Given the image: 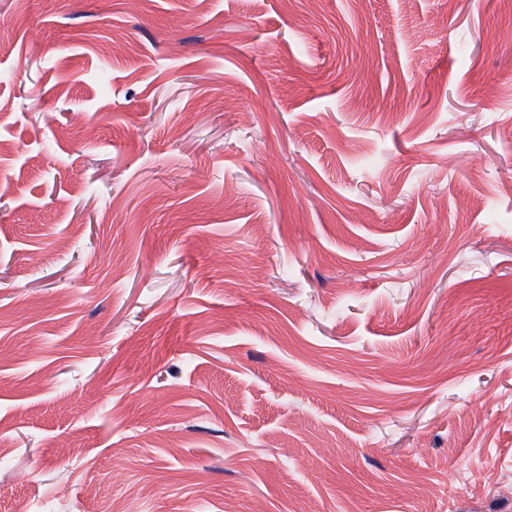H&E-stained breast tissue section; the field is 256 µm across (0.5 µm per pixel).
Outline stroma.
I'll return each mask as SVG.
<instances>
[{
  "instance_id": "1",
  "label": "stroma",
  "mask_w": 512,
  "mask_h": 512,
  "mask_svg": "<svg viewBox=\"0 0 512 512\" xmlns=\"http://www.w3.org/2000/svg\"><path fill=\"white\" fill-rule=\"evenodd\" d=\"M0 512H512L501 0H0Z\"/></svg>"
}]
</instances>
